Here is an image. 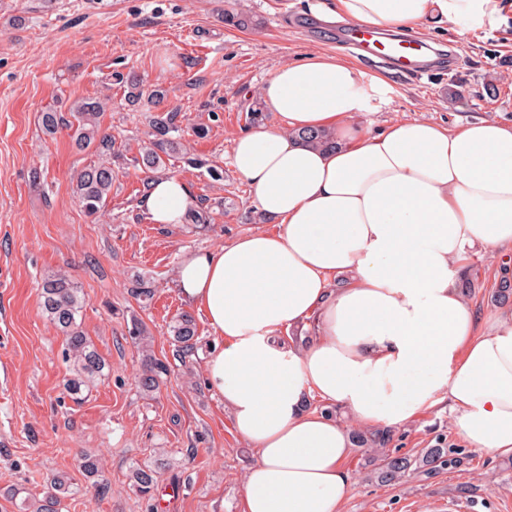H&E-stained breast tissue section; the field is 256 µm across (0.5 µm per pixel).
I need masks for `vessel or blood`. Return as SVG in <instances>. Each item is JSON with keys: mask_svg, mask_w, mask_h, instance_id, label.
Instances as JSON below:
<instances>
[{"mask_svg": "<svg viewBox=\"0 0 512 512\" xmlns=\"http://www.w3.org/2000/svg\"><path fill=\"white\" fill-rule=\"evenodd\" d=\"M336 40L351 48L357 58L368 60L380 58L416 72L425 71V46L417 41H384L373 29L363 26H347L339 30Z\"/></svg>", "mask_w": 512, "mask_h": 512, "instance_id": "obj_1", "label": "vessel or blood"}]
</instances>
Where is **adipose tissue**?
Segmentation results:
<instances>
[{
  "instance_id": "ef3b65f1",
  "label": "adipose tissue",
  "mask_w": 512,
  "mask_h": 512,
  "mask_svg": "<svg viewBox=\"0 0 512 512\" xmlns=\"http://www.w3.org/2000/svg\"><path fill=\"white\" fill-rule=\"evenodd\" d=\"M511 16L512 0H336L335 11L378 31L441 25L461 38ZM391 93L333 56L281 65L259 90L279 124L238 134L229 155L278 231L239 234L178 268L215 337L206 379L255 453L241 512H342L349 423L399 426L443 401L466 443L512 457V307L477 312L458 286L477 251L512 277V125H352ZM306 128L332 131L335 148L303 146L294 133ZM194 205L174 175L151 179L139 201L156 224L184 223ZM305 324L306 345L283 340ZM312 394L339 417L307 409Z\"/></svg>"
}]
</instances>
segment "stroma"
<instances>
[{
  "instance_id": "obj_1",
  "label": "stroma",
  "mask_w": 512,
  "mask_h": 512,
  "mask_svg": "<svg viewBox=\"0 0 512 512\" xmlns=\"http://www.w3.org/2000/svg\"><path fill=\"white\" fill-rule=\"evenodd\" d=\"M331 0H0V512H19L42 498L51 475L76 487L61 512H241L242 479L254 451L206 384L214 335L204 315L180 294L182 259L264 227L248 187L225 152L263 109L260 87L282 64L318 50L342 60ZM261 20L257 29L224 23V11ZM439 57L463 43L452 64L423 76L356 61L384 74L392 100L352 123L380 130L390 120L423 116L456 126L478 119L512 123V20L469 35L446 28L414 30ZM165 91L163 109L179 112L188 155L209 160L219 177L184 162L171 174L197 198L212 202L205 227L154 224L137 207L144 175L121 165L103 215L88 216L75 194L77 170L99 161L96 147L78 149L72 130L46 134L41 115L76 100L98 98L99 122L116 141L138 149L148 139L153 107L130 106L124 79ZM205 135H197V128ZM69 275L83 300L81 327L108 363L105 377L73 401L64 337L43 314L40 287ZM147 282L149 300L136 298ZM193 315L198 337L177 350L168 326ZM139 321L152 337L148 352L168 367L158 390L136 384L142 354L129 328ZM387 453L415 456L439 444L457 463L413 474L403 484L378 482L371 448L353 447L346 468L354 483L343 512H512V458L473 449L455 432L447 403L388 428ZM98 453L108 481L95 494L76 455ZM140 466L159 467L152 500L132 490ZM17 496H10V489Z\"/></svg>"
}]
</instances>
